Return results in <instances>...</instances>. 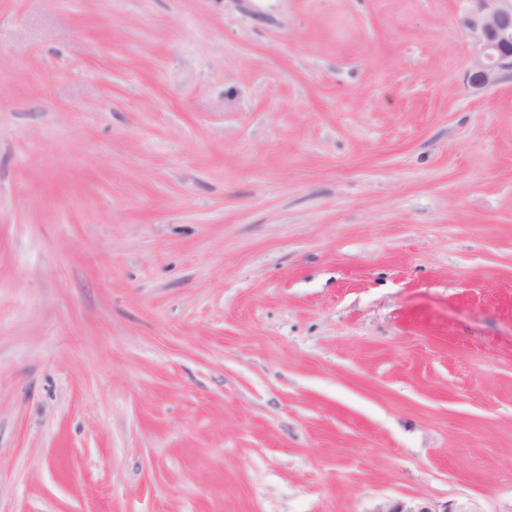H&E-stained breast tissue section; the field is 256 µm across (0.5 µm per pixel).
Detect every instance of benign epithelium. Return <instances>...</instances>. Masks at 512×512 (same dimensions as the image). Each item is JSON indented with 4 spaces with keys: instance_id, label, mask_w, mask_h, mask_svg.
I'll list each match as a JSON object with an SVG mask.
<instances>
[{
    "instance_id": "7a95c632",
    "label": "benign epithelium",
    "mask_w": 512,
    "mask_h": 512,
    "mask_svg": "<svg viewBox=\"0 0 512 512\" xmlns=\"http://www.w3.org/2000/svg\"><path fill=\"white\" fill-rule=\"evenodd\" d=\"M463 27L474 37L471 55L473 82L480 87L497 84L512 74V0H467ZM372 512H436L415 501L386 500Z\"/></svg>"
}]
</instances>
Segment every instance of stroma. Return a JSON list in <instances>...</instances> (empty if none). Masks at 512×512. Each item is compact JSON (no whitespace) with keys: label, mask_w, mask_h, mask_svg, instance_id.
<instances>
[{"label":"stroma","mask_w":512,"mask_h":512,"mask_svg":"<svg viewBox=\"0 0 512 512\" xmlns=\"http://www.w3.org/2000/svg\"><path fill=\"white\" fill-rule=\"evenodd\" d=\"M465 8L0 0V512H512Z\"/></svg>","instance_id":"35a3bbf8"}]
</instances>
